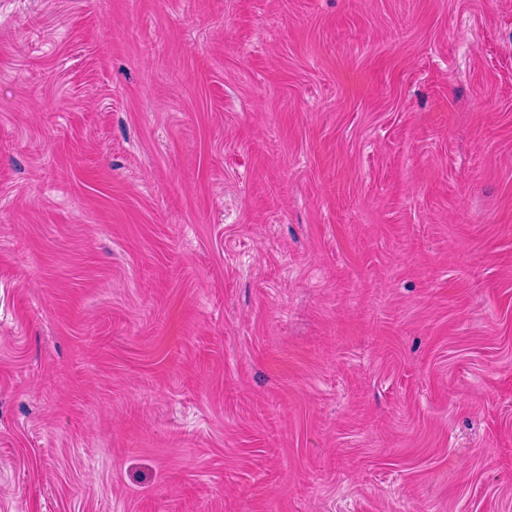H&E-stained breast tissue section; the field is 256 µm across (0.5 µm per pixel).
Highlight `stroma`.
Segmentation results:
<instances>
[{
  "label": "stroma",
  "mask_w": 512,
  "mask_h": 512,
  "mask_svg": "<svg viewBox=\"0 0 512 512\" xmlns=\"http://www.w3.org/2000/svg\"><path fill=\"white\" fill-rule=\"evenodd\" d=\"M0 512H512V0H0Z\"/></svg>",
  "instance_id": "35a3bbf8"
}]
</instances>
